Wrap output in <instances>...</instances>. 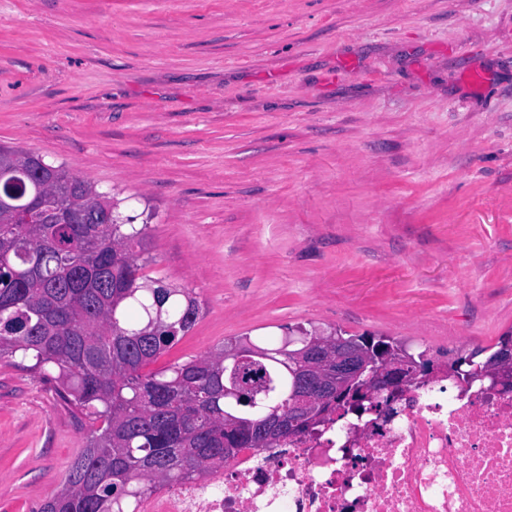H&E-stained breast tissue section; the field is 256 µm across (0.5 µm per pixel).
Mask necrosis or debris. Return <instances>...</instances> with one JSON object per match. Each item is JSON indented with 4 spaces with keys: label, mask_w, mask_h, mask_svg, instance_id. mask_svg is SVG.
<instances>
[{
    "label": "necrosis or debris",
    "mask_w": 512,
    "mask_h": 512,
    "mask_svg": "<svg viewBox=\"0 0 512 512\" xmlns=\"http://www.w3.org/2000/svg\"><path fill=\"white\" fill-rule=\"evenodd\" d=\"M448 381L441 368L318 433L240 449L131 512H512V389Z\"/></svg>",
    "instance_id": "1"
}]
</instances>
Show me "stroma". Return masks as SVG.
<instances>
[{
    "mask_svg": "<svg viewBox=\"0 0 512 512\" xmlns=\"http://www.w3.org/2000/svg\"><path fill=\"white\" fill-rule=\"evenodd\" d=\"M147 227L192 290L159 370L285 327L440 356L512 333V0H0V145ZM93 420L0 360V512Z\"/></svg>",
    "mask_w": 512,
    "mask_h": 512,
    "instance_id": "35a3bbf8",
    "label": "stroma"
}]
</instances>
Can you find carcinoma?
Instances as JSON below:
<instances>
[{
    "instance_id": "obj_1",
    "label": "carcinoma",
    "mask_w": 512,
    "mask_h": 512,
    "mask_svg": "<svg viewBox=\"0 0 512 512\" xmlns=\"http://www.w3.org/2000/svg\"><path fill=\"white\" fill-rule=\"evenodd\" d=\"M48 193L74 219L12 224L0 210V359L56 383L59 397L101 425L70 465L65 484L40 512H125L132 498L159 485L199 481L224 464L237 443L226 417L255 420L273 407L288 415L293 377L288 352L265 351L233 367L226 348L145 374L199 313L192 292L141 281L146 227L131 223L112 198L109 223L87 212L100 193L65 166L53 167ZM234 382L238 397L224 398ZM288 431L256 433V447L275 448Z\"/></svg>"
}]
</instances>
